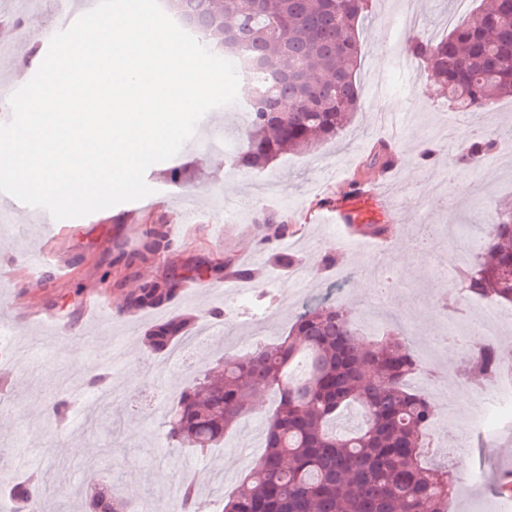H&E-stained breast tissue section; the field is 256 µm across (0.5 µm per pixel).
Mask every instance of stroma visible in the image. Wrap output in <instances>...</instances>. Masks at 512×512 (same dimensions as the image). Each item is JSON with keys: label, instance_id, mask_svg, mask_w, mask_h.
<instances>
[{"label": "stroma", "instance_id": "1", "mask_svg": "<svg viewBox=\"0 0 512 512\" xmlns=\"http://www.w3.org/2000/svg\"><path fill=\"white\" fill-rule=\"evenodd\" d=\"M420 26L403 30L395 5L374 0L359 27L362 45L357 78L362 104L336 139L304 154L280 156L268 168L244 172L230 156L240 135L230 132L223 149L196 141L173 158L152 165L145 174L157 193L150 208L125 202L58 225L47 235L35 213L25 222L0 228L13 250L0 255V480L36 471L55 478L63 474L69 512H83L88 467L103 482L134 502L168 512L170 485L187 473L198 474L202 512H221L227 496L248 475L255 460L245 448L262 438L276 406L273 396H255L248 419L233 429L224 444L205 453L178 448L166 440L165 406L131 411L129 395L113 398L121 415L118 430L108 425L77 431L74 421L48 429L47 411L61 401L73 402L90 371L103 369V353L121 358L113 376L131 391L150 384L163 397L191 384L217 360L244 355V342L271 343L287 335L295 316L326 300L343 297L354 318L365 313L387 319L404 331L418 351H431L434 367L447 378L446 396H434L436 409H450L449 432L436 436L438 461L451 448L466 449L456 466L458 486L448 512H512V493L501 489V476L512 471V419H496L487 430L471 420L478 386L461 383L459 353L443 348L444 329L469 331L482 299L458 293L459 268L454 262L467 236L484 223L493 202L512 199V152L494 153L481 163L457 168V148L441 141L437 128L462 115L444 100L426 71L408 75L394 50L397 36L420 39L423 30L444 37V20L455 0H420ZM410 101L398 121L392 168L365 163L391 130L386 106ZM435 144L438 166L424 170L418 153ZM182 167L184 183L173 185L169 168ZM498 178L484 185L481 196L468 188L484 168ZM378 180L388 186V206L402 221L389 242L390 262L398 278L386 299L369 287L374 239L368 234L345 241L338 225L320 220L324 207L344 195L350 179ZM288 226L278 234V223ZM263 253L260 280L240 281L239 292H222L224 281L248 265L250 252ZM299 260L303 283L276 264L274 254ZM169 289L159 304L138 307L133 299L144 287ZM268 308L254 324L233 316L238 295ZM184 315L194 318L191 335L203 324L220 327L192 364L170 362L148 352L143 341L162 323ZM69 333L61 347L57 330Z\"/></svg>", "mask_w": 512, "mask_h": 512}]
</instances>
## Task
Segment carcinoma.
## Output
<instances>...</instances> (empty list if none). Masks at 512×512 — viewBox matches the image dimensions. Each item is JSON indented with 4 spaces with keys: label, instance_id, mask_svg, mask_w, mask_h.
<instances>
[{
    "label": "carcinoma",
    "instance_id": "carcinoma-1",
    "mask_svg": "<svg viewBox=\"0 0 512 512\" xmlns=\"http://www.w3.org/2000/svg\"><path fill=\"white\" fill-rule=\"evenodd\" d=\"M372 0H164L166 13L193 25L200 42L235 58L245 142L232 156L242 170L260 171L285 152L332 140L361 106L357 80L359 25ZM406 50L427 64L448 104L475 117L512 95V0H482L438 41L415 40ZM288 109H283V104ZM457 161L469 166L494 152L496 138L480 123L465 133ZM471 263L461 291L512 304V201L494 207L490 223L467 241ZM173 289L145 288L138 306L155 305ZM191 318L172 320L146 337L156 353L185 340ZM362 331L343 302L299 315L288 335L244 356L228 355L176 393L168 438L199 453L224 441L250 398L272 391L279 403L265 426V451L224 512H445L455 475L422 457L434 443V406L408 380L422 372L404 334L359 341ZM503 367L496 343L477 339L462 355L470 383L496 378ZM356 425L336 429L344 412ZM12 512H30L63 490L28 473L7 489ZM181 512H200L196 485L180 486ZM89 512H137L135 504L94 489Z\"/></svg>",
    "mask_w": 512,
    "mask_h": 512
}]
</instances>
